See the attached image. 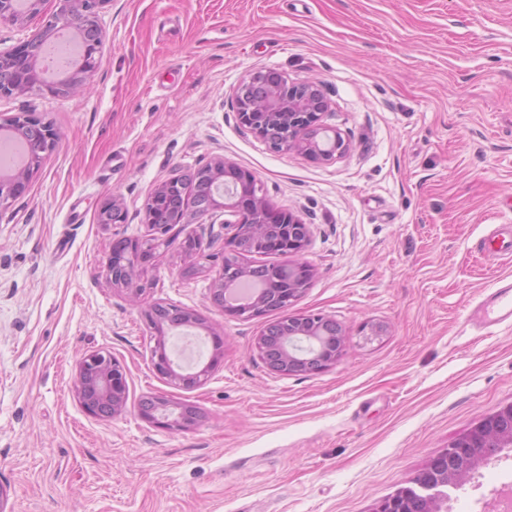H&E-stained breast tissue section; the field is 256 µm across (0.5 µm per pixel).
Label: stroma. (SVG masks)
Segmentation results:
<instances>
[{
    "label": "stroma",
    "instance_id": "stroma-1",
    "mask_svg": "<svg viewBox=\"0 0 512 512\" xmlns=\"http://www.w3.org/2000/svg\"><path fill=\"white\" fill-rule=\"evenodd\" d=\"M105 47L69 97L0 99L62 138L29 192L0 209V507L5 512H375L455 438L512 404V320L471 318L512 257L480 254L512 231V0H109ZM272 70L313 81L323 125L352 148L334 161L270 149L244 129L232 90ZM224 158L311 236L314 274L287 312L243 319L210 300L224 210L179 224L178 245L140 271V302L113 287L114 241L144 238L160 182ZM117 199L124 223L102 227ZM173 304L201 320L169 332L179 356L220 365L198 387L152 370L143 313ZM344 331L334 365L280 376L256 342L284 316ZM385 335L365 341L361 328ZM97 349L126 368L127 406L86 414L76 366ZM196 405L188 431L151 425L140 401ZM512 488V448L454 491L449 512H483Z\"/></svg>",
    "mask_w": 512,
    "mask_h": 512
}]
</instances>
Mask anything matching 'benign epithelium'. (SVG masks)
I'll return each instance as SVG.
<instances>
[{
	"label": "benign epithelium",
	"instance_id": "1",
	"mask_svg": "<svg viewBox=\"0 0 512 512\" xmlns=\"http://www.w3.org/2000/svg\"><path fill=\"white\" fill-rule=\"evenodd\" d=\"M109 2L55 0L54 10L44 14V0H26L24 11L16 7L15 0H0V23L22 24L29 16L42 15L37 33L16 48L0 51V98L33 92L66 96L84 89L107 39L100 14ZM62 27L78 35L81 65L65 78L47 83L37 59L44 42ZM232 104L240 125L259 136L274 151H295L313 159L331 161L350 150V142L341 133L330 134L319 124L328 102L315 83L290 82L279 73L257 72L233 91ZM5 130L27 142L29 161L20 171L0 174V206L28 192L30 175L40 168L60 140V133L51 123L32 113L1 121L0 131ZM199 179L211 180L214 192L224 194V202H218L212 195L200 201L192 216L203 217L222 207L234 217L224 222L231 247H236L238 240L247 236L267 244L272 254L294 258L285 263L291 272L288 280L291 288L284 305L291 306L312 276L311 267L302 261L310 237L309 225L291 212L272 208L258 194L256 179L223 158L155 187L144 206L145 224L150 229L146 235L149 245L132 253L133 259L126 262L120 276L116 275L112 259H107L106 276L114 286L127 288L136 273L135 261H149L173 245L168 236L170 226L186 224L192 216L178 215L172 220L170 213L174 206L165 208L160 200L170 201L176 194L187 191L190 182ZM98 219L102 225L120 224L124 221V211L114 199L101 206ZM266 292L264 288L251 303L226 306L224 311L244 319L262 316L266 313ZM146 318L158 333L151 351L153 370L168 383L179 387L199 386L221 363L224 340L213 333L210 360L195 372H182L169 353L158 305L150 307ZM267 335L265 331L259 336L257 350L268 371L287 376L314 374L328 368L336 362L344 342L341 326L335 319L321 314L288 318V336L273 356L264 349ZM75 392L80 406L89 415L99 419L121 415L127 405L124 366L105 350L84 355L77 365ZM139 414L148 423L175 431L191 430L200 421L196 406L161 394L141 404ZM511 447L512 404L459 435L405 486L384 499L375 512H448V489L460 488L476 467L497 460L503 449Z\"/></svg>",
	"mask_w": 512,
	"mask_h": 512
}]
</instances>
